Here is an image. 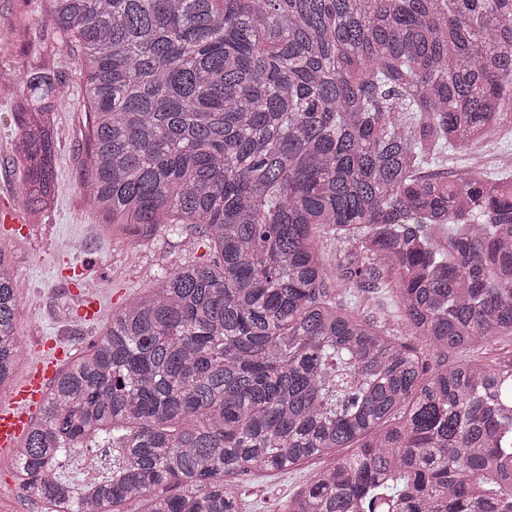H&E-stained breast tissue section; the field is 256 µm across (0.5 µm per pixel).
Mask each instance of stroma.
I'll list each match as a JSON object with an SVG mask.
<instances>
[{
  "label": "stroma",
  "instance_id": "1",
  "mask_svg": "<svg viewBox=\"0 0 512 512\" xmlns=\"http://www.w3.org/2000/svg\"><path fill=\"white\" fill-rule=\"evenodd\" d=\"M59 37L49 24L42 0H0V68L13 77L0 81V251L12 259L16 277V324L21 356L13 380L25 377L39 337L63 336L71 350L98 340L105 324L132 298L155 287L161 269L208 262L210 251L198 231L184 225L171 235L158 225L145 240L131 242L104 214L88 207L85 174L89 126L77 102L82 85L75 58L60 57ZM48 70L62 81L51 115L56 133V180L61 185L54 205L44 210L28 207L20 193L25 172L12 155L22 132L18 119L27 111L30 92L26 72ZM512 125L493 131L468 156L484 170H512ZM16 212L26 221L25 236H10L4 217ZM93 282L103 301L99 321L77 323L70 314L76 305L68 282L76 272ZM337 301L368 314L391 334L404 335L392 293L366 294L351 288L335 289ZM325 459L312 458L284 472H254L239 480L240 512H284L289 498L301 492ZM0 512H44V505L23 491L13 476L12 455H0Z\"/></svg>",
  "mask_w": 512,
  "mask_h": 512
}]
</instances>
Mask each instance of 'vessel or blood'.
<instances>
[{"label":"vessel or blood","mask_w":512,"mask_h":512,"mask_svg":"<svg viewBox=\"0 0 512 512\" xmlns=\"http://www.w3.org/2000/svg\"><path fill=\"white\" fill-rule=\"evenodd\" d=\"M38 351L37 361L13 390L8 403L0 404V454L9 453L27 435L49 384L67 358L65 350L52 340L41 344Z\"/></svg>","instance_id":"b4317fda"}]
</instances>
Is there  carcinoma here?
Here are the masks:
<instances>
[{
  "label": "carcinoma",
  "mask_w": 512,
  "mask_h": 512,
  "mask_svg": "<svg viewBox=\"0 0 512 512\" xmlns=\"http://www.w3.org/2000/svg\"><path fill=\"white\" fill-rule=\"evenodd\" d=\"M44 2L85 77L91 208L136 241L198 224L213 259L58 372L16 483L47 512H238L239 476L327 458L285 512H512V358L429 374L329 290L386 288L387 262L427 347L512 337V171L419 176L512 121V0ZM26 80L15 158L40 210L57 87ZM16 306L0 251V387ZM71 448L111 452L86 492Z\"/></svg>",
  "instance_id": "cac0c4a2"
}]
</instances>
